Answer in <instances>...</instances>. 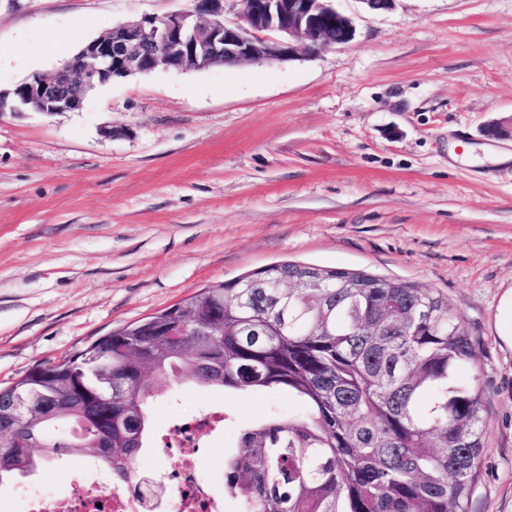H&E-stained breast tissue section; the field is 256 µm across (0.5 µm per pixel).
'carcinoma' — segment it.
Wrapping results in <instances>:
<instances>
[{
    "mask_svg": "<svg viewBox=\"0 0 512 512\" xmlns=\"http://www.w3.org/2000/svg\"><path fill=\"white\" fill-rule=\"evenodd\" d=\"M178 319L190 329L171 336ZM475 358L459 316L429 288L273 263L0 388V413L16 399L60 405L0 438V482L84 458L131 483L128 461L151 439L154 373L301 406L263 415L224 451V490L244 512H468L485 396L456 376Z\"/></svg>",
    "mask_w": 512,
    "mask_h": 512,
    "instance_id": "obj_1",
    "label": "carcinoma"
}]
</instances>
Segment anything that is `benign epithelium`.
Returning <instances> with one entry per match:
<instances>
[{
	"mask_svg": "<svg viewBox=\"0 0 512 512\" xmlns=\"http://www.w3.org/2000/svg\"><path fill=\"white\" fill-rule=\"evenodd\" d=\"M242 23L224 22V0H192L188 11L144 16L86 43L66 68L40 74L0 91V112L32 109L52 115L73 112L86 94L116 76L145 74L159 68H207L241 61L292 60L299 44L312 53L324 45L346 44L355 37L350 17L332 0H240ZM277 37L270 38L266 33ZM4 418L9 428L33 412L56 414L50 401L18 400Z\"/></svg>",
	"mask_w": 512,
	"mask_h": 512,
	"instance_id": "7a95c632",
	"label": "benign epithelium"
}]
</instances>
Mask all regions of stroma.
<instances>
[{"label":"stroma","instance_id":"1","mask_svg":"<svg viewBox=\"0 0 512 512\" xmlns=\"http://www.w3.org/2000/svg\"><path fill=\"white\" fill-rule=\"evenodd\" d=\"M191 0H0V89ZM352 42L271 65L158 69L74 112L0 113V386L198 290L290 260L439 292L479 343L486 437L469 512H512V0H335ZM113 136H104L105 128ZM226 413L211 455L280 394L169 383V429Z\"/></svg>","mask_w":512,"mask_h":512}]
</instances>
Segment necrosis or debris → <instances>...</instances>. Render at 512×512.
I'll return each mask as SVG.
<instances>
[{"label": "necrosis or debris", "instance_id": "4bbe7bcc", "mask_svg": "<svg viewBox=\"0 0 512 512\" xmlns=\"http://www.w3.org/2000/svg\"><path fill=\"white\" fill-rule=\"evenodd\" d=\"M223 427L224 410L218 404L201 409L181 425L178 461L163 478L166 494L152 504L133 490L113 485L110 471L78 463L68 482L67 512H224L231 496L217 492L199 477L205 462L200 439Z\"/></svg>", "mask_w": 512, "mask_h": 512}]
</instances>
